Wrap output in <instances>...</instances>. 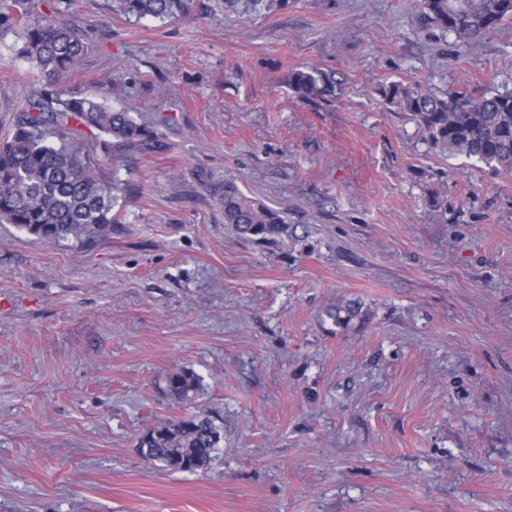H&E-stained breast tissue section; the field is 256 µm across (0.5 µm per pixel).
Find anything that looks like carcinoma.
<instances>
[{
	"mask_svg": "<svg viewBox=\"0 0 512 512\" xmlns=\"http://www.w3.org/2000/svg\"><path fill=\"white\" fill-rule=\"evenodd\" d=\"M28 0L0 15V27H18L20 55L42 80L40 91L25 97L11 129L0 143V223L14 224L47 243L73 238L91 242L119 223L114 208L121 184L105 175L81 146L68 142L69 122L96 130V148L104 154L134 148L150 152L158 140L126 109L110 110L96 99L61 84L88 50L79 25L56 14L42 0L32 12ZM188 0H115V10L138 18L173 19ZM424 24L454 37L457 47L475 52L486 36L512 23V0H416ZM288 82L299 98L312 101L333 93L317 71L293 70ZM389 107L409 113L430 146L445 155L475 158L494 172L512 175V93L437 92L421 84L391 82L382 89ZM56 138L60 145L48 143ZM224 223L240 238L273 242L288 234L279 212L245 196L224 182ZM202 391L199 377L175 370L166 394L182 406L195 404ZM224 419L186 412L146 432L143 456L155 465L181 472L206 471L221 454Z\"/></svg>",
	"mask_w": 512,
	"mask_h": 512,
	"instance_id": "1",
	"label": "carcinoma"
}]
</instances>
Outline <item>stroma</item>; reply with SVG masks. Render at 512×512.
<instances>
[{
	"label": "stroma",
	"instance_id": "35a3bbf8",
	"mask_svg": "<svg viewBox=\"0 0 512 512\" xmlns=\"http://www.w3.org/2000/svg\"><path fill=\"white\" fill-rule=\"evenodd\" d=\"M78 17L66 86L160 147L98 157L108 238L0 224V512H512V177L436 153L378 92L512 90V24L459 55L414 0ZM21 45L0 27V139L37 89ZM312 68L336 87L314 104L288 85ZM228 181L287 235L239 238ZM181 368L224 418L206 473L140 448L181 413ZM166 386V394L181 406L194 405L202 391L199 377L186 370H175L169 373Z\"/></svg>",
	"mask_w": 512,
	"mask_h": 512
}]
</instances>
